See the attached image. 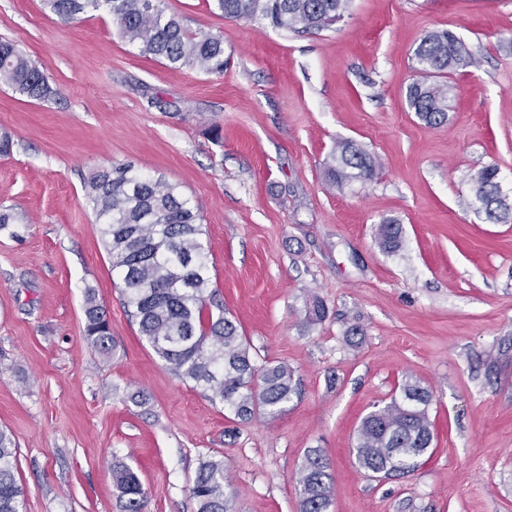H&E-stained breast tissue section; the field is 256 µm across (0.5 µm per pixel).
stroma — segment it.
I'll use <instances>...</instances> for the list:
<instances>
[{"label": "stroma", "instance_id": "obj_1", "mask_svg": "<svg viewBox=\"0 0 512 512\" xmlns=\"http://www.w3.org/2000/svg\"><path fill=\"white\" fill-rule=\"evenodd\" d=\"M220 37L224 74L140 53L106 9L64 23L43 0H0L12 42L55 90L0 83V430L16 443L23 512H121L125 465L147 512H196L201 460H223L238 512H300L307 450L331 465L330 512H512V223L468 208L494 165L512 195V0H351L328 29L221 17L161 0ZM453 32L476 63L448 78V122L405 94L413 54ZM380 163L331 186L336 142ZM132 164L178 185L200 216L213 282L256 364L292 369L286 412L234 418L164 368L130 319L84 182ZM391 219L403 246L382 251ZM95 292L109 354L84 338ZM327 315L308 323L312 298ZM359 334H352V327ZM433 392L434 451L413 472L361 470L362 418L408 378ZM376 240L382 250L396 252L402 247V227L392 220L383 221L377 225Z\"/></svg>", "mask_w": 512, "mask_h": 512}]
</instances>
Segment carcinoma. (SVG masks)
<instances>
[{"label": "carcinoma", "mask_w": 512, "mask_h": 512, "mask_svg": "<svg viewBox=\"0 0 512 512\" xmlns=\"http://www.w3.org/2000/svg\"><path fill=\"white\" fill-rule=\"evenodd\" d=\"M62 21L104 5L119 34L144 55L177 67L224 73V44L212 35L187 29L178 15L160 8L157 0H44ZM226 19L269 22L290 31L322 30L343 17L350 0H212ZM414 56L422 79L406 92L409 109L428 128L448 119V75L474 64L469 49L449 31L426 34ZM0 82L28 98L54 94L47 77L14 44L0 42ZM377 159L353 141H339L325 166L328 182L338 188L365 182L376 175ZM468 206L493 224L512 223V202L500 198L498 168L486 166L472 178ZM112 270L118 272L128 316L138 323L155 354L183 382L209 393V399L242 420L257 414L286 411L297 383L282 365H257L236 322L224 312L213 286L197 214L189 198L161 177H148L130 165L94 172L85 182ZM382 250L402 247V227L392 220L377 225ZM84 335L96 350H111L112 334L106 308L87 296ZM432 391L417 379L402 386L392 399L367 414L356 438L358 465L374 474L408 473L432 448L429 419ZM325 456L307 451L296 477L301 512H328L331 477ZM16 448L0 431V512H22L21 488L15 477ZM123 512H145L146 496L137 474L128 467L113 470ZM191 495L197 512H237L236 492L224 477V461L199 463Z\"/></svg>", "instance_id": "1"}]
</instances>
